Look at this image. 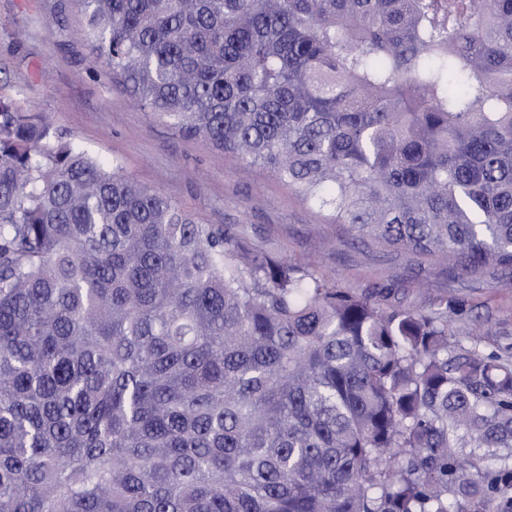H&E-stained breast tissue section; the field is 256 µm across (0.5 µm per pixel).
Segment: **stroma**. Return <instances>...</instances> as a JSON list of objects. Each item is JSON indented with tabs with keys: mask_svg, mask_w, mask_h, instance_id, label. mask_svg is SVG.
<instances>
[{
	"mask_svg": "<svg viewBox=\"0 0 512 512\" xmlns=\"http://www.w3.org/2000/svg\"><path fill=\"white\" fill-rule=\"evenodd\" d=\"M80 27L72 0H0V85L23 111L49 116L60 137L117 162L199 223L224 226L342 288H397L407 307L447 297L450 342L469 343L478 331L484 352H512V268L464 276L428 258L352 241L326 209L301 201L265 170L154 121L94 64Z\"/></svg>",
	"mask_w": 512,
	"mask_h": 512,
	"instance_id": "obj_1",
	"label": "stroma"
}]
</instances>
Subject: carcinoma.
Instances as JSON below:
<instances>
[{"label":"carcinoma","instance_id":"carcinoma-1","mask_svg":"<svg viewBox=\"0 0 512 512\" xmlns=\"http://www.w3.org/2000/svg\"><path fill=\"white\" fill-rule=\"evenodd\" d=\"M73 2L156 121L359 240L512 268V0ZM396 292L200 224L0 96V512H512V356Z\"/></svg>","mask_w":512,"mask_h":512}]
</instances>
